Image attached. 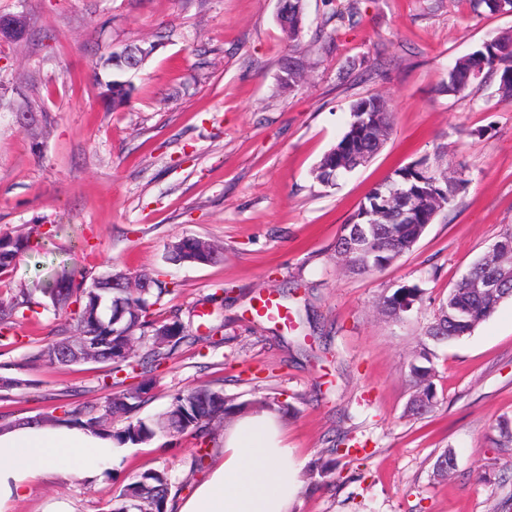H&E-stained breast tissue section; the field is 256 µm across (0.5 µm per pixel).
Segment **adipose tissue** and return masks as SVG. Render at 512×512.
<instances>
[{
    "mask_svg": "<svg viewBox=\"0 0 512 512\" xmlns=\"http://www.w3.org/2000/svg\"><path fill=\"white\" fill-rule=\"evenodd\" d=\"M224 454L178 512H289L301 489V461L268 413L235 419ZM111 439L78 427L21 424L0 431V510L48 473L93 480L125 455Z\"/></svg>",
    "mask_w": 512,
    "mask_h": 512,
    "instance_id": "1",
    "label": "adipose tissue"
}]
</instances>
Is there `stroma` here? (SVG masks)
<instances>
[{
  "label": "stroma",
  "instance_id": "obj_1",
  "mask_svg": "<svg viewBox=\"0 0 512 512\" xmlns=\"http://www.w3.org/2000/svg\"><path fill=\"white\" fill-rule=\"evenodd\" d=\"M297 44L304 79L281 84L288 46L278 0H0L23 38L0 39V234L32 232L36 248L0 275V298L43 287L60 263L92 273L160 272L174 290L163 310L191 335L148 373L138 415L155 419L179 392L223 389L234 403L271 396L291 404L281 420L302 461L293 512H512V447L496 425L512 419V299L467 336L431 345L439 403L407 415L409 365L439 303L488 247L512 232V104L481 75L459 96L442 92L449 66L491 37L512 35V12L469 0H356L338 23L334 0H305ZM148 49L140 69L116 74L108 59ZM121 79L128 102L106 86ZM385 96L393 131L365 167L320 186L312 171L343 134L356 100ZM21 112L38 125L18 123ZM424 159L468 184L413 252L383 271L344 273L335 244L359 202L394 169ZM207 240L222 257L175 265L168 246ZM418 285L404 320L383 297ZM287 324L258 320L261 296H281ZM61 311L16 320L0 346V422L49 420L62 407L101 405L107 365H50L33 353L54 340ZM221 326L209 335L210 326ZM139 374L125 387L140 383ZM364 452L341 458L333 478L310 472L342 437ZM454 471L435 478L444 449ZM188 433L131 445L94 481L34 483L8 512H105L143 470L167 471L171 502L189 497L222 458L195 469Z\"/></svg>",
  "mask_w": 512,
  "mask_h": 512
}]
</instances>
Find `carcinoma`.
Here are the masks:
<instances>
[{"mask_svg": "<svg viewBox=\"0 0 512 512\" xmlns=\"http://www.w3.org/2000/svg\"><path fill=\"white\" fill-rule=\"evenodd\" d=\"M474 9L484 8L491 13L512 11V0H471ZM279 25L288 41L295 47L301 31L304 15L298 11L297 0H284L277 14ZM483 67L498 73L499 93L505 102H512V36L502 35L484 41L473 52L456 59L448 71L444 85L450 95L463 93L474 78L468 72ZM302 66L298 58L288 61L282 85L291 89L300 79ZM389 138L393 131V112L388 101L380 95L360 98L351 106V120L345 131L319 160L313 170L314 179L325 188H332L343 175L362 166V162L377 152L372 144L376 132ZM387 178L407 184L419 195L436 191L447 197L452 204L465 188L468 179L461 172L448 174L419 160L393 170ZM370 197L361 201L343 225L336 241V251L347 253L344 259L346 271L369 274L381 271L401 256L410 253L418 244L427 226L434 222L436 214L427 209H414L406 224H368L369 241L349 245L347 235L355 225L362 224L363 207ZM31 248L30 234L0 235V274L9 270L17 259ZM217 251L201 238L187 237L172 242L169 260L177 263L207 265L215 262ZM494 270L487 258L477 260L467 280L480 279ZM107 280L112 282L108 292L95 291L89 285ZM129 277L123 271H107L98 276L79 272L67 265L58 267L51 281L41 289L56 310H70L59 339L41 347L34 358L50 365L61 363L59 353L67 347L69 334H79L90 340L100 362L112 366V373L119 374L137 367L145 370L157 367L171 358L178 347L189 339L178 316L160 319L157 306L171 292L169 283L158 274L142 272L137 277L138 289L127 288ZM450 302H441L433 321L423 331V336L435 342H450L471 333L481 322L489 318L499 304L512 298V279L506 281L503 291L496 296H475L471 289L457 283ZM423 289L416 285H402L383 298L382 314L392 320H401L423 300ZM48 305L35 299L27 289L20 288L10 300L0 301V343L8 339L14 328L13 317L27 311L38 314L39 308ZM427 347H422L410 365L412 397L407 405L411 415H423L437 404V392L433 382V368ZM147 386L140 383L126 390L106 395L104 405L98 408L63 410L52 422L58 425L79 427L92 434L107 436L119 444H138L152 440L160 433H190L200 445L208 447L215 442L211 423L241 408L229 403L224 390L203 387L176 394L167 411L155 420L131 418L124 428L112 430L109 417L114 414H132L142 402ZM170 478L166 471L147 469L134 481L125 485L112 500L109 512H169Z\"/></svg>", "mask_w": 512, "mask_h": 512, "instance_id": "obj_1", "label": "carcinoma"}]
</instances>
